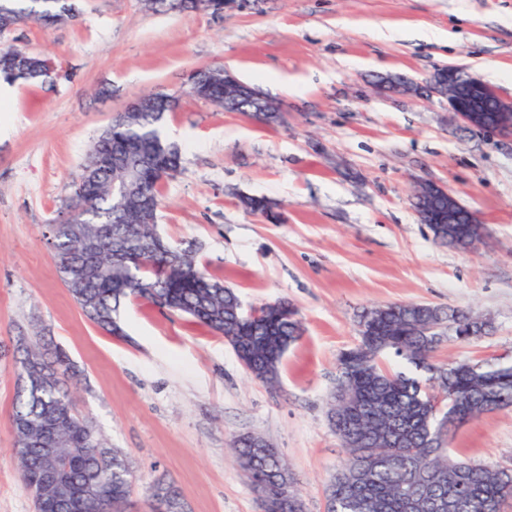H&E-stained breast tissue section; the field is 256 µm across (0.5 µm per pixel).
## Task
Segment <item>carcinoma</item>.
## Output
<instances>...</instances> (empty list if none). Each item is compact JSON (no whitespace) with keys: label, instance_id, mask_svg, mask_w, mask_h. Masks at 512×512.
I'll use <instances>...</instances> for the list:
<instances>
[{"label":"carcinoma","instance_id":"obj_1","mask_svg":"<svg viewBox=\"0 0 512 512\" xmlns=\"http://www.w3.org/2000/svg\"><path fill=\"white\" fill-rule=\"evenodd\" d=\"M147 2L151 9H196V0ZM64 6L77 14L72 0L59 5L0 0V15L19 23L31 18L60 25ZM0 76L8 81L49 80L44 58L13 46L0 48ZM189 95L230 112L249 110L225 99L221 81L203 79ZM167 98L156 112H128L101 130L88 153L90 159H102L95 177L63 200L65 209L76 198L89 202V223L49 225L44 237L53 257L69 256V263H56L61 281L83 315L101 329L122 334L116 317L120 305L145 299L213 332L236 337V346L251 362V377L273 385L284 354L301 336L296 309L278 301L262 320H247L239 314L241 300L233 289L200 270L191 250L169 245L158 233L162 185L182 163L180 148L160 133L165 113L177 106V97ZM110 155H151L162 168L145 171L140 191L128 194L127 172L105 162ZM239 201L249 212L276 218L274 203L265 197L242 196ZM414 207L435 220L429 228L441 244L465 251L479 231L480 225L464 210L448 213L445 194L419 196ZM87 244L96 248L87 249ZM357 323L365 324L368 332L339 357L329 410L331 426L348 453L326 489L333 512H436L437 501L450 492L458 496V512H500L512 499V469L448 459L451 437L441 436L440 430L445 418H455L461 426L512 407V367L482 370L467 362L435 364L433 354L447 337L424 333L428 324L451 325L459 331L470 328L477 337L485 320L461 309L407 302L365 308ZM22 350L19 378L40 380L44 387L36 394L21 387L16 394L12 429L21 479L32 490L57 459L68 460L63 484L69 493L45 490L44 500L34 499L36 512H71V493L83 497L85 512H125L135 472L122 449L108 446L75 416L63 382L72 373L68 357L49 351L38 336ZM385 353L428 373V378L421 381L388 371L380 362ZM448 392L454 401L443 399L442 415L433 413L434 400ZM286 477H292L288 465L272 447L266 449L263 468L246 475L251 484L265 480L271 512H302L298 490L282 497ZM153 483L160 496L184 501L174 482L157 478Z\"/></svg>","mask_w":512,"mask_h":512}]
</instances>
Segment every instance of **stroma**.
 Here are the masks:
<instances>
[{"label":"stroma","mask_w":512,"mask_h":512,"mask_svg":"<svg viewBox=\"0 0 512 512\" xmlns=\"http://www.w3.org/2000/svg\"><path fill=\"white\" fill-rule=\"evenodd\" d=\"M75 20L28 21L0 38L45 56L46 84L13 82L0 105V512H35L14 456L18 337L62 348L77 373L75 411L149 485L174 481L190 512H260L232 451L264 437L287 462L304 512L347 460L328 421L340 353L371 305L472 311L492 330L443 343L439 362L512 366V135L468 128L446 99L380 96L375 75L424 83L468 67L512 100V0H230L223 14L154 12L143 0H76ZM434 39H425V32ZM229 69L281 112L263 126L184 95L192 71ZM153 92L179 96L181 171L163 186L159 231L245 307L288 301L302 336L270 386L250 378L223 336L144 300L123 303L124 333L91 323L62 284L43 237L68 183L113 115ZM452 191L481 218L482 245L438 244L412 206L418 182ZM278 202V219L239 195ZM453 455L512 467V407L460 426Z\"/></svg>","instance_id":"stroma-1"}]
</instances>
